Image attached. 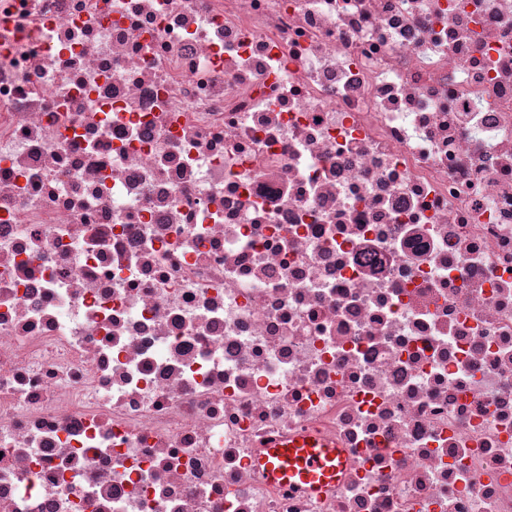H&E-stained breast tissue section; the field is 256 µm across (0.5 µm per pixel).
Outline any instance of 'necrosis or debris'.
<instances>
[{
	"mask_svg": "<svg viewBox=\"0 0 512 512\" xmlns=\"http://www.w3.org/2000/svg\"><path fill=\"white\" fill-rule=\"evenodd\" d=\"M0 512H512V0H0ZM261 464L271 480L288 487L321 491L336 484L343 464L339 448L313 436L275 441Z\"/></svg>",
	"mask_w": 512,
	"mask_h": 512,
	"instance_id": "necrosis-or-debris-1",
	"label": "necrosis or debris"
}]
</instances>
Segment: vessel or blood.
Listing matches in <instances>:
<instances>
[{
    "instance_id": "1",
    "label": "vessel or blood",
    "mask_w": 512,
    "mask_h": 512,
    "mask_svg": "<svg viewBox=\"0 0 512 512\" xmlns=\"http://www.w3.org/2000/svg\"><path fill=\"white\" fill-rule=\"evenodd\" d=\"M261 462L274 482L320 491L336 483L343 455L325 441L302 436L292 441L271 443Z\"/></svg>"
}]
</instances>
